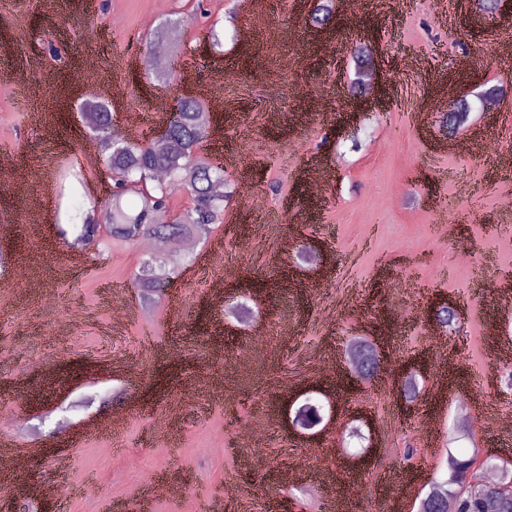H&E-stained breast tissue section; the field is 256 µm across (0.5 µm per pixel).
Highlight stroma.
Wrapping results in <instances>:
<instances>
[{
	"instance_id": "1",
	"label": "stroma",
	"mask_w": 512,
	"mask_h": 512,
	"mask_svg": "<svg viewBox=\"0 0 512 512\" xmlns=\"http://www.w3.org/2000/svg\"><path fill=\"white\" fill-rule=\"evenodd\" d=\"M303 0H0V159L46 170L55 195L28 220L43 186L16 194L0 172V444L52 447L31 463L40 483L95 479L64 493L61 512H313L323 485L333 512H417L420 486L446 448L512 454V435L486 419L458 423L459 398L512 413V388L487 358V325L512 337V96L502 114L483 92L512 84L501 42L512 14L475 13L470 0H365L321 34L301 19ZM178 28L169 86L137 67L155 28ZM222 53L201 51L210 30ZM365 47L387 110L365 120L318 112L316 93L344 95L357 77L351 49ZM98 57L118 118L167 105L175 86L218 84L223 109L203 153L223 152L236 194L223 224L198 242L164 293L174 312L147 316L135 286L138 242L106 241L73 253L61 235L91 207L107 209L102 168L74 178L70 162L89 140L74 98L95 85L72 81ZM466 97L463 128L449 129L440 96ZM331 173L311 195L307 170ZM458 216V225L443 223ZM234 285L214 304L212 280ZM446 302L464 317L445 340L428 335V309ZM293 323L280 334L281 320ZM223 335L212 339L208 322ZM383 335L390 376L415 375L408 401L392 386H348L352 337ZM223 356H216V348ZM334 399L335 420L315 436L289 427L301 395ZM124 403L118 438L101 432ZM177 421L176 434L158 419ZM262 427L260 448L237 430ZM434 427L435 446L425 431ZM414 448L405 458V448ZM305 470L285 482L283 461ZM173 495L136 503L147 475Z\"/></svg>"
}]
</instances>
